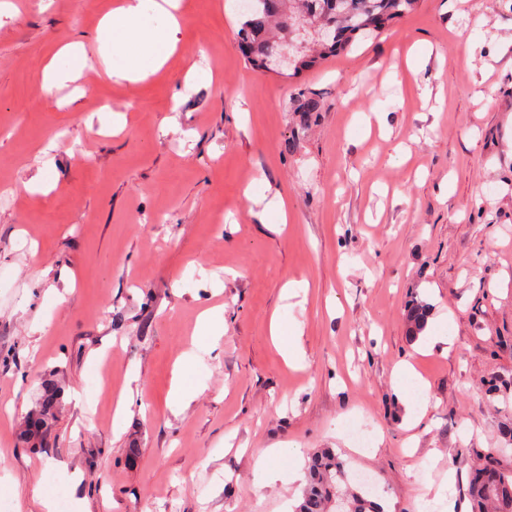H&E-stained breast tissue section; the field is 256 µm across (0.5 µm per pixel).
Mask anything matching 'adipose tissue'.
I'll return each instance as SVG.
<instances>
[{
	"instance_id": "obj_1",
	"label": "adipose tissue",
	"mask_w": 512,
	"mask_h": 512,
	"mask_svg": "<svg viewBox=\"0 0 512 512\" xmlns=\"http://www.w3.org/2000/svg\"><path fill=\"white\" fill-rule=\"evenodd\" d=\"M178 6V0H120L99 25L97 57H88L82 42L64 43L43 70L44 87L74 80L99 65L110 77L143 80L176 49L174 10Z\"/></svg>"
}]
</instances>
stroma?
I'll use <instances>...</instances> for the list:
<instances>
[{
  "instance_id": "35a3bbf8",
  "label": "stroma",
  "mask_w": 512,
  "mask_h": 512,
  "mask_svg": "<svg viewBox=\"0 0 512 512\" xmlns=\"http://www.w3.org/2000/svg\"><path fill=\"white\" fill-rule=\"evenodd\" d=\"M14 2L0 17L10 512H42L40 494L67 491L73 473L84 512H286L302 482L259 484L255 461L291 445L335 449L386 512L447 500L469 512L454 451L502 448L512 468V402L486 394L490 377L512 383V0H418L296 76L249 65L238 0H181L178 47L157 73L49 91L44 65L68 41L94 50L113 0ZM307 100L317 112H301ZM105 107L124 114L121 133L88 129ZM168 117L177 131H163ZM48 144L51 189L26 192ZM249 187L284 197L287 224L242 218ZM291 281L303 294L286 296ZM413 298L447 344L409 339ZM207 307L224 335L199 352L190 379L205 389L176 415L174 365ZM275 314L302 328L297 365L270 336ZM406 361L416 375L402 380ZM49 384L61 403L33 453L19 425Z\"/></svg>"
}]
</instances>
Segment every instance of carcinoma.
<instances>
[{
  "label": "carcinoma",
  "instance_id": "obj_1",
  "mask_svg": "<svg viewBox=\"0 0 512 512\" xmlns=\"http://www.w3.org/2000/svg\"><path fill=\"white\" fill-rule=\"evenodd\" d=\"M417 0H253L244 13L238 37L248 61L258 68L268 67L269 56L280 46L293 41L296 29L287 22L285 12L311 15L330 24L332 36L317 41L316 53L302 47L293 72L312 67L318 59L348 50L359 37L378 34L401 16L414 10ZM428 303L413 298L406 310L409 337L418 338L430 317ZM51 401L36 410L41 427L24 429L22 437L30 443L43 437L55 420L57 404ZM456 467L466 469L464 495L470 512H512V468H504L498 456L477 448H462L455 455ZM293 512H385L383 505L349 485L344 462L332 448H321L311 455L307 484Z\"/></svg>",
  "mask_w": 512,
  "mask_h": 512
}]
</instances>
